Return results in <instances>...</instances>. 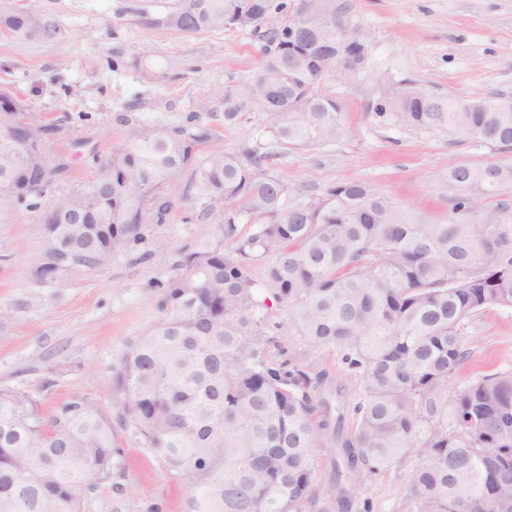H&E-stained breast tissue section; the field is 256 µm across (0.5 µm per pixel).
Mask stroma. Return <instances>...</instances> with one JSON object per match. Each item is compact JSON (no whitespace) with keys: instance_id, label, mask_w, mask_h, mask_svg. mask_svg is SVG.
Segmentation results:
<instances>
[{"instance_id":"35a3bbf8","label":"stroma","mask_w":512,"mask_h":512,"mask_svg":"<svg viewBox=\"0 0 512 512\" xmlns=\"http://www.w3.org/2000/svg\"><path fill=\"white\" fill-rule=\"evenodd\" d=\"M54 18L64 44H20L0 35V89L14 93L45 122H63L66 170L44 199L52 201L95 178L120 144L127 122H182L199 116L212 137L200 151L251 149L266 154L270 173L298 198L332 185L362 181L427 224L447 221L450 167L512 164V150L464 140L445 129L411 126L392 106L401 86L460 98L512 97V0H337L361 28L366 60L352 78L326 74L321 90L342 109L335 140L308 148L274 144L267 113L254 109L228 126L214 94L249 81L264 44L239 30L184 34L162 20L176 0H17ZM175 203L167 221L104 268L57 284L34 275L45 249L39 212L0 194V387L29 391L43 419L72 401L117 414L112 367L129 344L160 319L158 282L185 253L220 239L215 216L196 202L193 167L167 184ZM274 338L310 373L343 382L347 371L332 351L289 335L284 311ZM467 360L451 375L457 392L481 375L512 369V308H491L461 327ZM109 472L79 479L82 512H191L200 479L172 470L132 431L115 429ZM424 457L407 453L372 476L353 512H408L411 470Z\"/></svg>"}]
</instances>
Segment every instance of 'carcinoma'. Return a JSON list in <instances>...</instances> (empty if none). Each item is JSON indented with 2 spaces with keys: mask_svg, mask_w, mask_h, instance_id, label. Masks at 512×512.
Returning <instances> with one entry per match:
<instances>
[{
  "mask_svg": "<svg viewBox=\"0 0 512 512\" xmlns=\"http://www.w3.org/2000/svg\"><path fill=\"white\" fill-rule=\"evenodd\" d=\"M280 0H180L164 27L196 34L248 30L274 15L296 16ZM336 0H316L301 20L303 43L272 30L258 73L214 96L224 124L258 109L276 143L308 147L336 139L341 108L315 90L336 56ZM19 43L66 40L50 16L5 0L0 34ZM411 125L442 127L477 143L512 148V99L434 96L415 86L394 100ZM0 110V180L29 188L64 164L51 162L67 133L36 118L13 126ZM39 141L28 162L7 130ZM209 128L193 116L160 125L134 121L102 174L41 211L43 284L106 266L162 224L173 204L165 187L196 163L197 195L219 219L222 242L187 253L157 283L162 317L112 368L119 421L170 468L203 480L193 512H352L368 477L407 449L425 461L408 480L410 512H512V370L484 374L448 397V378L468 357L460 327L491 307L512 308V164L448 170L454 205L442 224H423L363 182L291 195L268 173L265 154L198 157ZM490 206L477 211V199ZM288 334L336 352L355 389L273 358V311ZM353 419L346 427V415ZM325 451L329 484L316 485L314 453ZM112 418L89 402L65 404L49 425L27 391L0 388V512H82L76 482L109 472Z\"/></svg>",
  "mask_w": 512,
  "mask_h": 512,
  "instance_id": "1",
  "label": "carcinoma"
}]
</instances>
